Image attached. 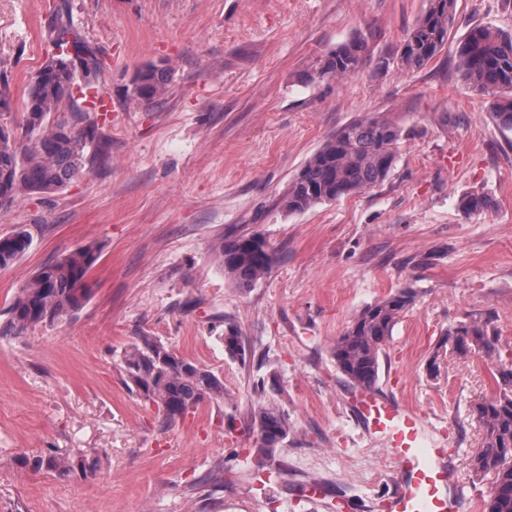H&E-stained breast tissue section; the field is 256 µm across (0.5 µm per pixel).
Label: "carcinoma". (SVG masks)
<instances>
[{"label": "carcinoma", "instance_id": "carcinoma-1", "mask_svg": "<svg viewBox=\"0 0 512 512\" xmlns=\"http://www.w3.org/2000/svg\"><path fill=\"white\" fill-rule=\"evenodd\" d=\"M424 15L407 32L396 64L405 70L427 65L443 48L454 21L457 0H428ZM54 52L28 76L20 121L7 136L0 135V197L10 207L31 194L58 193L87 173L90 165L111 156L110 137L86 118L81 96L94 88L77 70L57 65L58 53L81 36L63 17L49 29ZM366 43L355 39L342 45L314 68L313 79L355 75ZM462 78L481 94L497 96L493 114L499 125L512 130V33L476 25L457 51ZM167 68L149 63L133 79L132 94L153 103L169 82ZM401 129L394 122L373 117L354 121L339 130L288 184L281 198L290 212L358 193L381 184L391 171ZM488 196L474 192L460 199L466 215L489 208ZM256 233L229 235L218 246L224 274L240 289L253 287L269 273L274 252L269 244L256 245ZM32 237L23 229L0 236V269L16 263L30 248ZM100 247L84 245L41 267L17 291L9 306L10 318L0 325V336H20L40 324L72 318L90 295L85 278L95 265ZM415 292L402 288L370 304L336 338L332 356L339 372L356 388L371 389L379 378L380 355L401 315L413 304ZM444 343L459 357L479 353L500 357V338L482 321H462L450 328ZM224 349L245 355L238 326H224ZM127 383L145 400L161 408L173 421L206 400L224 396L223 380L210 370L179 358L160 339L140 336L124 355ZM499 394L473 405L484 428L483 443L471 459L475 474L494 476L487 512H512V368L497 370ZM252 424L259 435V451L272 456L287 438L285 417L273 407H261ZM76 457L48 454L26 461L33 470L66 473Z\"/></svg>", "mask_w": 512, "mask_h": 512}]
</instances>
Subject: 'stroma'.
<instances>
[{
    "label": "stroma",
    "instance_id": "1",
    "mask_svg": "<svg viewBox=\"0 0 512 512\" xmlns=\"http://www.w3.org/2000/svg\"><path fill=\"white\" fill-rule=\"evenodd\" d=\"M428 0H0V71L19 118L24 83L51 53L56 14L103 61L98 91L112 139L102 165L52 195L0 212V236L32 244L0 270V323L20 286L76 247H102L72 319L0 336V512H390L398 469L367 437L359 392L331 347L367 305L401 288L415 301L384 347L377 390L423 419L447 450L462 512H484L492 476L470 460L483 428L471 413L499 393L512 366V131L455 68L475 24L512 32V0H457L449 37L424 68L395 62ZM360 71L310 80L318 60L357 35ZM169 68L160 103L132 79ZM372 116L402 130L380 185L282 209L307 161L345 125ZM491 207L465 215L459 198ZM257 232L275 252L268 275L242 290L217 246ZM490 319L491 361L443 345L449 328ZM237 324L245 360L224 350ZM154 336L224 381V396L167 421L126 384L122 360ZM277 408L289 426L275 457L259 451L252 415ZM82 454L64 475L23 458Z\"/></svg>",
    "mask_w": 512,
    "mask_h": 512
}]
</instances>
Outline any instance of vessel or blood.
Returning <instances> with one entry per match:
<instances>
[{
  "label": "vessel or blood",
  "instance_id": "vessel-or-blood-1",
  "mask_svg": "<svg viewBox=\"0 0 512 512\" xmlns=\"http://www.w3.org/2000/svg\"><path fill=\"white\" fill-rule=\"evenodd\" d=\"M356 410L371 439L380 441L397 464L401 479L390 499L391 512H460V494L445 492L446 451L426 443L424 423L404 403L375 391L359 392Z\"/></svg>",
  "mask_w": 512,
  "mask_h": 512
}]
</instances>
